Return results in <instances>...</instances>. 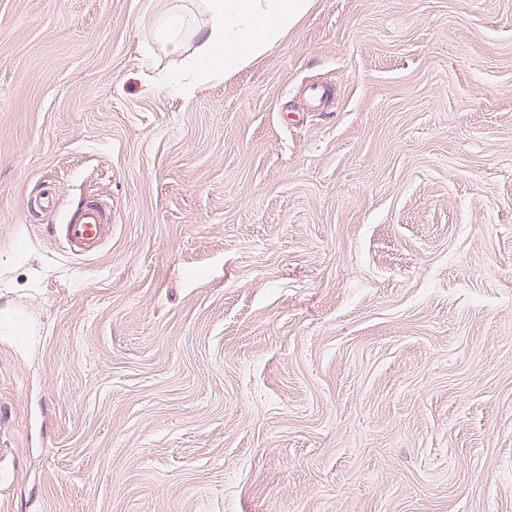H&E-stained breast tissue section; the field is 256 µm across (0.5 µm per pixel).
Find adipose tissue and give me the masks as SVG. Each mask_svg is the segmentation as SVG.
<instances>
[{
    "label": "adipose tissue",
    "mask_w": 512,
    "mask_h": 512,
    "mask_svg": "<svg viewBox=\"0 0 512 512\" xmlns=\"http://www.w3.org/2000/svg\"><path fill=\"white\" fill-rule=\"evenodd\" d=\"M311 0H203L194 34L193 69L206 78L229 76L279 43Z\"/></svg>",
    "instance_id": "adipose-tissue-1"
}]
</instances>
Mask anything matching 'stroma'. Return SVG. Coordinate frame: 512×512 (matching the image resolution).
I'll return each mask as SVG.
<instances>
[{
	"label": "stroma",
	"instance_id": "35a3bbf8",
	"mask_svg": "<svg viewBox=\"0 0 512 512\" xmlns=\"http://www.w3.org/2000/svg\"><path fill=\"white\" fill-rule=\"evenodd\" d=\"M201 18L0 0V512H512V0ZM311 0H203L205 19L194 35L193 69L227 77L279 43L311 7ZM53 234L70 254L94 257L112 239V208L103 201H83L65 216L63 224L54 226Z\"/></svg>",
	"mask_w": 512,
	"mask_h": 512
}]
</instances>
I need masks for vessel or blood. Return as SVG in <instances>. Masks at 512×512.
<instances>
[{
  "instance_id": "obj_1",
  "label": "vessel or blood",
  "mask_w": 512,
  "mask_h": 512,
  "mask_svg": "<svg viewBox=\"0 0 512 512\" xmlns=\"http://www.w3.org/2000/svg\"><path fill=\"white\" fill-rule=\"evenodd\" d=\"M53 234L70 254L80 258L96 256L112 238V209L98 200L82 202L54 226Z\"/></svg>"
}]
</instances>
